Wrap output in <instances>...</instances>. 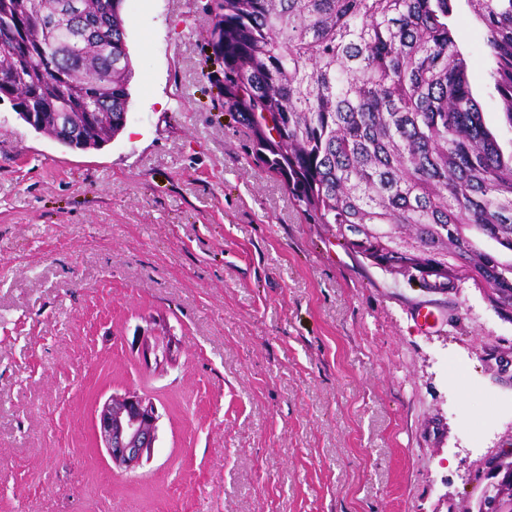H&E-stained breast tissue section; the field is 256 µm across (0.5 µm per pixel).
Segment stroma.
<instances>
[{
  "instance_id": "1",
  "label": "stroma",
  "mask_w": 512,
  "mask_h": 512,
  "mask_svg": "<svg viewBox=\"0 0 512 512\" xmlns=\"http://www.w3.org/2000/svg\"><path fill=\"white\" fill-rule=\"evenodd\" d=\"M213 0H124L122 133L63 147L0 104V512H461L512 448V318L306 220L228 111ZM452 33L512 138L483 29ZM150 399L149 459L95 434ZM156 406L136 393L112 395L95 411L96 433L113 466L130 470L149 455L158 438Z\"/></svg>"
}]
</instances>
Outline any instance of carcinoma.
Masks as SVG:
<instances>
[{
	"instance_id": "cac0c4a2",
	"label": "carcinoma",
	"mask_w": 512,
	"mask_h": 512,
	"mask_svg": "<svg viewBox=\"0 0 512 512\" xmlns=\"http://www.w3.org/2000/svg\"><path fill=\"white\" fill-rule=\"evenodd\" d=\"M49 0H0V102L47 132L60 114L99 149L124 129L131 58L123 0H89L81 30ZM224 104L299 210L380 250L384 270L448 266L512 311V141L487 127L452 34L455 0H217ZM512 128V0H464ZM279 138H264L258 117Z\"/></svg>"
}]
</instances>
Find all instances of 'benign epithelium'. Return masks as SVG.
Wrapping results in <instances>:
<instances>
[{"label": "benign epithelium", "instance_id": "obj_1", "mask_svg": "<svg viewBox=\"0 0 512 512\" xmlns=\"http://www.w3.org/2000/svg\"><path fill=\"white\" fill-rule=\"evenodd\" d=\"M60 17L75 24L83 6L78 0L70 4H53ZM159 415L156 406L135 393L114 395L95 411L96 433L112 465L130 470L150 453L158 438ZM490 482L486 485L478 510L467 512H501L500 504L512 494V453L489 463Z\"/></svg>", "mask_w": 512, "mask_h": 512}]
</instances>
